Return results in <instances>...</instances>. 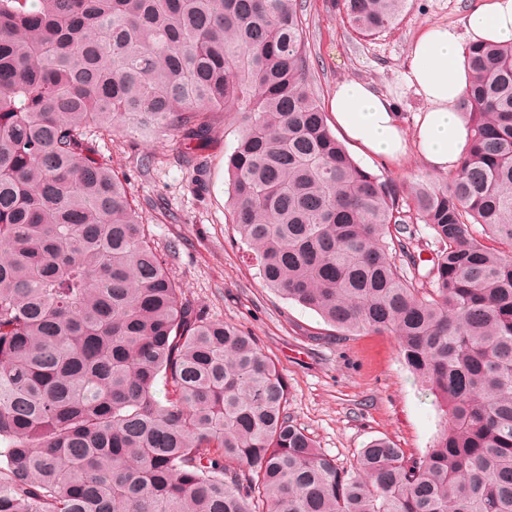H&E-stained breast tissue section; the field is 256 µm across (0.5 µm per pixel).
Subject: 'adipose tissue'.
I'll use <instances>...</instances> for the list:
<instances>
[{"instance_id":"adipose-tissue-1","label":"adipose tissue","mask_w":512,"mask_h":512,"mask_svg":"<svg viewBox=\"0 0 512 512\" xmlns=\"http://www.w3.org/2000/svg\"><path fill=\"white\" fill-rule=\"evenodd\" d=\"M469 41L512 42V0H480L461 27L433 24L420 30L404 74L406 85L424 102L413 131L402 127L387 95L357 79L338 83L328 100L337 130L364 153L396 161L413 150L433 171L454 174L470 144L463 115Z\"/></svg>"}]
</instances>
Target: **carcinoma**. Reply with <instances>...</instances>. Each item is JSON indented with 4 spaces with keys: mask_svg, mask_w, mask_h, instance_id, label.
Segmentation results:
<instances>
[{
    "mask_svg": "<svg viewBox=\"0 0 512 512\" xmlns=\"http://www.w3.org/2000/svg\"><path fill=\"white\" fill-rule=\"evenodd\" d=\"M406 2L334 6L375 37ZM307 42L300 0H0V512H512V42L466 47L468 153L406 190L336 138ZM211 112L263 286L394 337L446 416L421 458L339 467L256 338L182 299L96 139L204 142ZM410 228L414 233L411 245L415 251V255H420L421 262H419V271L421 274H424L432 265V262L427 260L435 257L437 247L431 237L430 229L424 224H411Z\"/></svg>",
    "mask_w": 512,
    "mask_h": 512,
    "instance_id": "cac0c4a2",
    "label": "carcinoma"
}]
</instances>
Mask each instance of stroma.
<instances>
[{
	"label": "stroma",
	"mask_w": 512,
	"mask_h": 512,
	"mask_svg": "<svg viewBox=\"0 0 512 512\" xmlns=\"http://www.w3.org/2000/svg\"><path fill=\"white\" fill-rule=\"evenodd\" d=\"M303 6L320 100H328L343 80L367 81L393 100L410 130L423 106L402 82L411 43L425 25H460L471 0H408L394 28L365 39L341 22L332 0H303ZM238 135L233 117L213 114L208 140L188 148L207 161L200 175L183 159L187 148L170 136L117 132L98 148L113 170L126 176L128 193L180 282L183 299L206 317L257 336L288 383L289 415L317 448L345 468L378 437L422 456L440 431L443 414L404 364L395 340L336 332L315 311L262 287L245 247L233 243L226 162ZM351 156L404 187L434 176L413 154L397 162L356 150Z\"/></svg>",
	"instance_id": "stroma-1"
}]
</instances>
